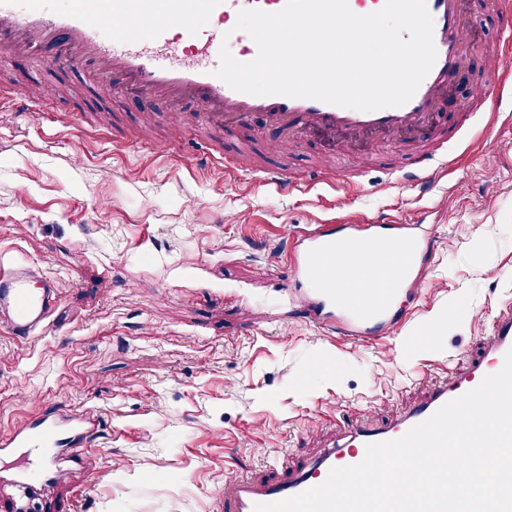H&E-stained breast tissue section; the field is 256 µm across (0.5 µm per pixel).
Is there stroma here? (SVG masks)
Listing matches in <instances>:
<instances>
[{
  "instance_id": "obj_1",
  "label": "stroma",
  "mask_w": 512,
  "mask_h": 512,
  "mask_svg": "<svg viewBox=\"0 0 512 512\" xmlns=\"http://www.w3.org/2000/svg\"><path fill=\"white\" fill-rule=\"evenodd\" d=\"M468 17L466 85L445 96L440 134H422L447 139L458 165L423 194L399 174L406 156L377 153L342 211L327 188L284 197L225 179L195 163L193 132L172 155L151 153L140 129L165 138V112L113 96L81 63L9 59L5 73L38 86L49 109L0 115V254L52 276L60 309L34 338L0 329V434L51 412L100 421L58 504L214 512L226 460L256 478L313 460L349 421L388 423L482 355L512 303V122L487 133L467 110L498 98L488 64L501 41L494 0H468ZM269 140L258 118L212 148L298 176L333 162L326 135L285 155ZM377 214L420 224L435 250L422 307L410 315L397 300L395 334L354 346L290 300L285 238Z\"/></svg>"
}]
</instances>
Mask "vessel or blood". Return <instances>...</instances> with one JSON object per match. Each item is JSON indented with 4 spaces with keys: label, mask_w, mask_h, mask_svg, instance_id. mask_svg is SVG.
<instances>
[{
    "label": "vessel or blood",
    "mask_w": 512,
    "mask_h": 512,
    "mask_svg": "<svg viewBox=\"0 0 512 512\" xmlns=\"http://www.w3.org/2000/svg\"><path fill=\"white\" fill-rule=\"evenodd\" d=\"M284 4L285 0H0V52L32 60L48 57L59 67L79 61L113 91L166 106L170 135L165 141L152 142L156 154L169 153L186 125L220 132L228 126L248 125L260 114L274 134L270 141L274 151H291L310 133L324 132L349 159L357 144L381 137L397 150H412L409 176L420 190H429L438 178L447 176L454 160L427 146H416L415 141L421 129L433 127L441 100L471 56L473 39L464 22L465 0H426L434 21L436 62L406 104L371 112L306 98L249 95L217 77L223 40L240 45L239 62H250L258 53L249 34L233 27L239 12L252 8L276 12ZM497 12L503 39L495 79L500 93L512 96V0H497ZM133 21L139 23L138 31L128 30ZM186 100L200 103V112L190 116L180 112L179 105ZM7 108L39 112L43 105L20 80L0 85V112ZM224 172L236 179H257L287 194L320 184L344 185L342 173L336 171L314 169L298 181L285 170L253 168L237 157L225 158ZM433 251V243L408 224H388L373 217L351 224H318L290 239L289 281L302 294L307 319L348 337L353 344H370L393 333L396 321L391 302L401 292L417 294ZM381 253L396 256L393 279H385L368 262L369 256ZM340 269L368 282L360 291L363 304L352 314L336 286ZM36 270L31 263L0 264V326L22 339L37 335L59 310L55 280L37 275ZM34 278L39 281L35 288L30 285ZM484 349L485 361L448 375L395 421L348 424L334 447L305 465L278 464L276 476L261 482L226 469L216 493L219 512H255L256 505L320 485L330 469L361 462L368 445L403 437L444 404L478 387L486 376L502 369L506 353L512 350L511 304L495 316ZM96 425L93 414L74 411L62 418L39 416L0 436V459L23 448L42 457L36 469H0V483L51 499L67 475L56 465L59 452L79 457Z\"/></svg>",
    "instance_id": "b4317fda"
}]
</instances>
